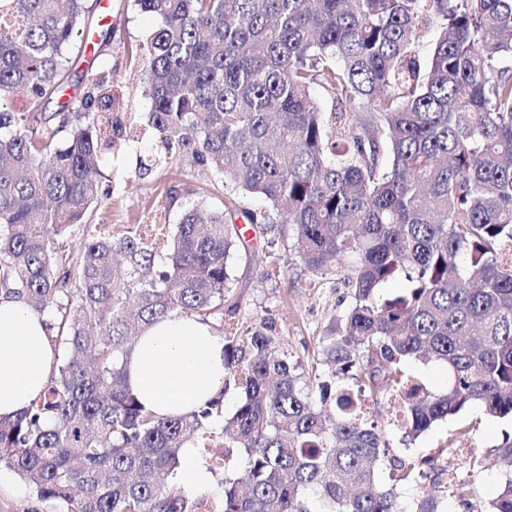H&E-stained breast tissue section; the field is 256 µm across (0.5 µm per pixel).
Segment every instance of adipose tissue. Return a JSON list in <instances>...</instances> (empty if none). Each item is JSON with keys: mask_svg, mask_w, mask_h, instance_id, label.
I'll return each instance as SVG.
<instances>
[{"mask_svg": "<svg viewBox=\"0 0 512 512\" xmlns=\"http://www.w3.org/2000/svg\"><path fill=\"white\" fill-rule=\"evenodd\" d=\"M35 313L20 298L0 296V417L24 410L46 386L55 350ZM127 383L146 410L175 416L224 388V341L196 316L167 317L137 338Z\"/></svg>", "mask_w": 512, "mask_h": 512, "instance_id": "ef3b65f1", "label": "adipose tissue"}]
</instances>
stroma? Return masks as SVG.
<instances>
[{
    "mask_svg": "<svg viewBox=\"0 0 512 512\" xmlns=\"http://www.w3.org/2000/svg\"><path fill=\"white\" fill-rule=\"evenodd\" d=\"M108 12L112 41L103 46L100 61L112 74L114 112L137 131L140 140L123 144L107 155L103 170L112 179L114 193L110 201L92 210L89 220L117 237L129 225L155 222L164 224L171 236L181 212L178 205L170 204V190H179L184 195L198 191L210 176L198 170L186 174L177 168L139 174L137 161L152 147L153 137L147 126L149 99L145 94L143 63L135 56L134 48L150 37L157 22L138 11L134 0H109ZM248 256L247 263L233 266L235 285L225 300L229 312L209 317V324L218 331L231 324L243 330L267 327L284 351L310 363L321 337L349 306L346 288L333 287L312 276L301 263L294 240L288 236L270 245L261 233H253ZM399 407L400 402L395 399L372 402L367 408L369 419L383 432L390 456L430 459L451 471L465 467L461 449L485 453L501 443L504 433H512L511 421L487 416L475 405L405 445L400 431L391 424V416ZM222 428V421H214L210 425L211 436L195 441L199 464L212 470V487L204 497L214 503L223 496L225 475L239 467L235 456L224 457L223 467L211 466L214 457L224 456ZM43 510V504L15 473L0 471V512Z\"/></svg>",
    "mask_w": 512,
    "mask_h": 512,
    "instance_id": "stroma-1",
    "label": "stroma"
}]
</instances>
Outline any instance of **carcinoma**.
<instances>
[{
	"instance_id": "cac0c4a2",
	"label": "carcinoma",
	"mask_w": 512,
	"mask_h": 512,
	"mask_svg": "<svg viewBox=\"0 0 512 512\" xmlns=\"http://www.w3.org/2000/svg\"><path fill=\"white\" fill-rule=\"evenodd\" d=\"M134 2L157 20L135 47L157 142L141 167L202 168L225 197L269 206L210 210L206 188L185 198L161 268L133 233L73 248L112 198L103 157L126 135L112 80L85 74L60 112L12 100L65 96L92 9L0 0V292L46 316L59 351L44 391L0 418V467L47 512H199L175 477L224 395L158 417L128 389L124 360L134 323L224 314L232 260L248 252L239 218L295 238L351 306L305 371L263 328L241 345L224 334V368L245 393L224 434L244 452L220 512H404L397 487L420 478L439 496L415 512H441L446 495L482 512L431 460L379 468L388 443L359 398L402 399L406 442L473 404L512 419V263L499 255L512 246V0ZM399 277L402 293L376 298ZM409 358L446 365L448 388L408 375ZM494 462L506 480L489 512H512V434Z\"/></svg>"
}]
</instances>
